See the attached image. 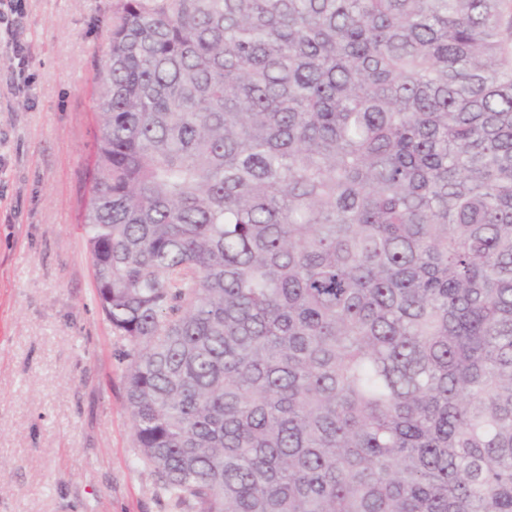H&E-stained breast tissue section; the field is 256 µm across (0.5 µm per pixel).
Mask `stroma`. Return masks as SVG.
<instances>
[{
  "mask_svg": "<svg viewBox=\"0 0 512 512\" xmlns=\"http://www.w3.org/2000/svg\"><path fill=\"white\" fill-rule=\"evenodd\" d=\"M120 12L23 0L0 37V512H169L136 461L124 340L95 302L82 228L93 79Z\"/></svg>",
  "mask_w": 512,
  "mask_h": 512,
  "instance_id": "obj_1",
  "label": "stroma"
}]
</instances>
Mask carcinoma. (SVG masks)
<instances>
[{
  "label": "carcinoma",
  "mask_w": 512,
  "mask_h": 512,
  "mask_svg": "<svg viewBox=\"0 0 512 512\" xmlns=\"http://www.w3.org/2000/svg\"><path fill=\"white\" fill-rule=\"evenodd\" d=\"M85 215L175 512H512V0H123Z\"/></svg>",
  "instance_id": "obj_1"
}]
</instances>
